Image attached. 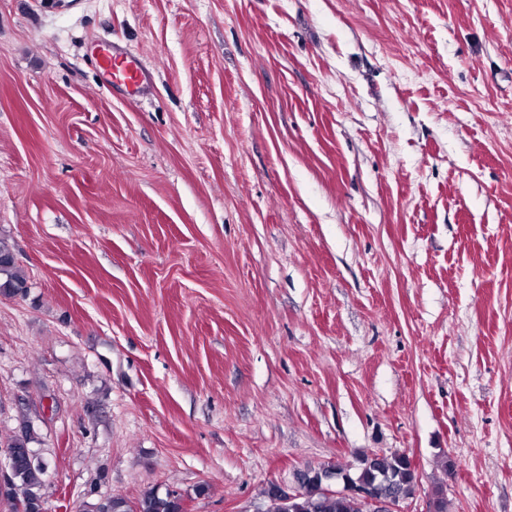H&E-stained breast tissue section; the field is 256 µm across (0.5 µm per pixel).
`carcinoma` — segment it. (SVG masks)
Returning a JSON list of instances; mask_svg holds the SVG:
<instances>
[{
    "instance_id": "1",
    "label": "carcinoma",
    "mask_w": 512,
    "mask_h": 512,
    "mask_svg": "<svg viewBox=\"0 0 512 512\" xmlns=\"http://www.w3.org/2000/svg\"><path fill=\"white\" fill-rule=\"evenodd\" d=\"M27 288L24 272L17 266L13 247L8 239L0 237V292L17 294ZM30 426L23 427L5 442V447L17 449L11 483L0 487V498L22 504L15 512H43L44 466L28 459L26 449L34 442ZM334 463L310 468L302 478V493L287 500L267 490L268 503L263 512H371V505L360 495H336L326 489V480L340 473ZM353 478L368 486L369 495L379 501L413 497L418 487V474L410 466L407 456L399 451L382 455H366L359 461ZM179 497L171 492L155 489L145 492L136 502L112 496L93 505L92 512H180Z\"/></svg>"
}]
</instances>
